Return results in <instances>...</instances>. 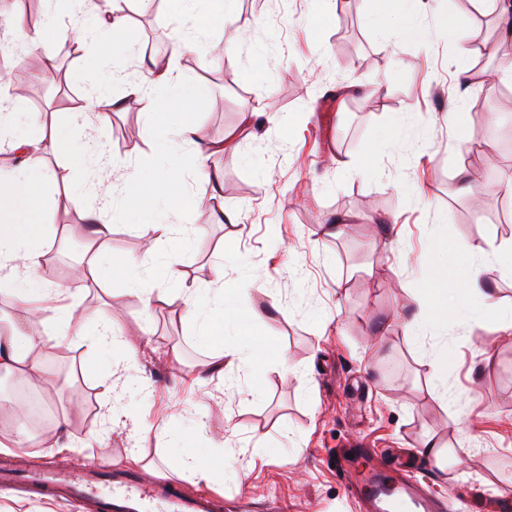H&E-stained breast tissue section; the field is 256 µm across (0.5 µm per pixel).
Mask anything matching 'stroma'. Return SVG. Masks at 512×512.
<instances>
[{
	"label": "stroma",
	"mask_w": 512,
	"mask_h": 512,
	"mask_svg": "<svg viewBox=\"0 0 512 512\" xmlns=\"http://www.w3.org/2000/svg\"><path fill=\"white\" fill-rule=\"evenodd\" d=\"M40 5L38 23L54 15L59 25L91 29L83 49L50 37L57 80H33L31 98L11 103L38 114L44 131L98 141L150 179L151 128H176L184 116L174 109L154 116L126 85L165 64L172 42L192 35L194 60L178 59L176 68L193 119L205 140L233 131L239 138L209 160L223 184L216 210L142 209L114 221L103 282L70 302L86 329L108 314L116 333L139 336L137 364L126 368L119 350L84 342L53 349L37 393L67 424L63 434L40 433L21 466L51 455L105 460L195 493L200 484L172 468L194 448L255 463L236 481L213 470L205 489L217 512H359L331 456L354 445L398 462L432 437L470 450L443 469L421 455L413 472L436 495H455L457 512H485L492 496L512 492V335L462 316L422 326L411 345L402 333L407 302L440 264L453 281L464 271L466 246L512 242V195L501 190L512 180V77L503 93H478L500 69L496 13L473 0H422L417 43L399 33L408 20L402 5L376 22L368 0H337L331 17L324 0H233V31L212 18L198 34L189 18L170 15L167 0L146 9L126 0L139 46L102 67L122 106L106 123L78 129L72 112L92 88L86 53L106 40L107 26L73 12L68 0ZM443 14L468 36L466 61L439 24ZM351 84L360 94L338 106L336 94ZM454 103L459 121H439ZM246 112L255 115L249 133L240 129ZM271 113L285 127L268 122ZM340 159L351 171L337 168ZM45 164L53 174L46 221L65 233L51 259L63 267L69 250L86 249V214L99 203L70 205L73 182L91 173L75 168L66 151L47 153ZM335 217L347 220L345 233L324 236L321 221ZM157 221L174 224L187 247H147L139 227ZM440 241L447 255H438ZM126 258L184 271L203 305L215 297L216 262L224 264L227 301L240 303L243 281L257 279L265 292L253 301L265 314L238 336L285 351L287 367L269 365L257 382L238 370L213 372V352L180 306L145 308L140 291L111 278L113 262ZM438 351L447 355L439 373L430 363ZM115 408L127 421L112 422ZM0 512L90 510L21 486L0 493Z\"/></svg>",
	"instance_id": "stroma-1"
}]
</instances>
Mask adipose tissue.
I'll use <instances>...</instances> for the list:
<instances>
[{
	"label": "adipose tissue",
	"mask_w": 512,
	"mask_h": 512,
	"mask_svg": "<svg viewBox=\"0 0 512 512\" xmlns=\"http://www.w3.org/2000/svg\"><path fill=\"white\" fill-rule=\"evenodd\" d=\"M179 81V75L168 67L145 82L130 83L128 93L151 111L163 112L176 104L187 112L191 109L190 103L175 93ZM202 141V132L192 121L176 131L159 127L153 133L154 144L166 148L181 149L193 145L195 165L199 168L210 156L209 149L203 148ZM56 144V136L42 132L13 142V149L20 151L23 157V165L9 176H0V292L15 295L18 302L13 314L0 317V371L9 373L22 370L27 381L34 385L42 382L46 374L43 363L34 357V350H47L82 340L86 330L84 325L74 323L71 310L67 307H59L60 324L53 335L28 334L23 332V324L50 304H57L61 294H77L99 284L102 269L97 256L107 250L112 239L111 222L99 220L91 225L89 231L94 257L76 270L67 289L45 287L33 297L23 291L22 285L27 275L37 272L49 255L45 246L47 227L39 217V186L45 178L44 155ZM74 160L85 168L98 167L104 176L97 183L86 182L72 188L70 201L73 205H82L90 194L99 199L101 210L105 213L119 204L130 208L159 202L172 212L200 205L198 199L187 196L183 190V170L163 168L161 175L152 178L146 185L131 175L125 183L117 186L109 180L108 173L121 167L122 162L102 145L81 143ZM466 252L469 260L466 275L460 283L462 296L465 301L478 304L481 318L493 322L496 330L512 332V311L502 309L496 301L482 276L481 264L482 258L494 259L503 264L507 273L512 274V244L498 247L490 243L472 244ZM163 277L173 283V290L159 293L144 290L145 303H152L156 299L167 303L180 302L186 318L196 324L200 340L212 343L214 370L221 372L236 367L247 370L248 374H255L266 355L265 345L258 340L233 346L218 343L217 338L224 333L226 319L223 302L199 306L194 283L188 282L169 267L165 268ZM412 301L414 314L403 329L404 338L410 343L416 341L417 330L423 324L447 323L449 315L459 310L458 304L448 301V278L443 271L426 288L418 290Z\"/></svg>",
	"instance_id": "ef3b65f1"
}]
</instances>
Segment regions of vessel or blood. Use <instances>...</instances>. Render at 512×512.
<instances>
[{
  "instance_id": "vessel-or-blood-1",
  "label": "vessel or blood",
  "mask_w": 512,
  "mask_h": 512,
  "mask_svg": "<svg viewBox=\"0 0 512 512\" xmlns=\"http://www.w3.org/2000/svg\"><path fill=\"white\" fill-rule=\"evenodd\" d=\"M50 496L66 493L92 501L95 512H214L213 497L185 493L173 484L158 481L149 485L104 461L77 469L47 462L35 469L0 463V492L17 485ZM350 494L361 512H388L402 503L412 512H450L452 502L435 496L411 475L371 466L362 480L348 481Z\"/></svg>"
}]
</instances>
